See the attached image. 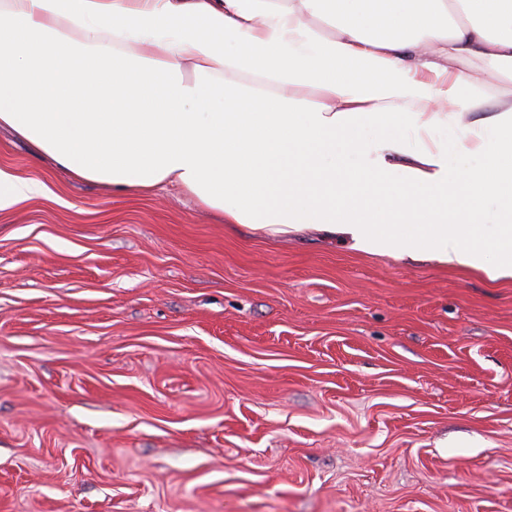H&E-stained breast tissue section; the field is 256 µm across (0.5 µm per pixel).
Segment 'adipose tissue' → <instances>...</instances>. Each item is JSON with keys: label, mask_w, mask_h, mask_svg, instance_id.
<instances>
[{"label": "adipose tissue", "mask_w": 512, "mask_h": 512, "mask_svg": "<svg viewBox=\"0 0 512 512\" xmlns=\"http://www.w3.org/2000/svg\"><path fill=\"white\" fill-rule=\"evenodd\" d=\"M496 80L512 0H0V126L73 179L493 281L512 279Z\"/></svg>", "instance_id": "1"}]
</instances>
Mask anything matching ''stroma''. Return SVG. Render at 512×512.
Segmentation results:
<instances>
[{
    "label": "stroma",
    "mask_w": 512,
    "mask_h": 512,
    "mask_svg": "<svg viewBox=\"0 0 512 512\" xmlns=\"http://www.w3.org/2000/svg\"><path fill=\"white\" fill-rule=\"evenodd\" d=\"M0 171V512H512V280ZM39 191L40 188L36 184L14 179L0 172V209L11 206Z\"/></svg>",
    "instance_id": "obj_1"
}]
</instances>
